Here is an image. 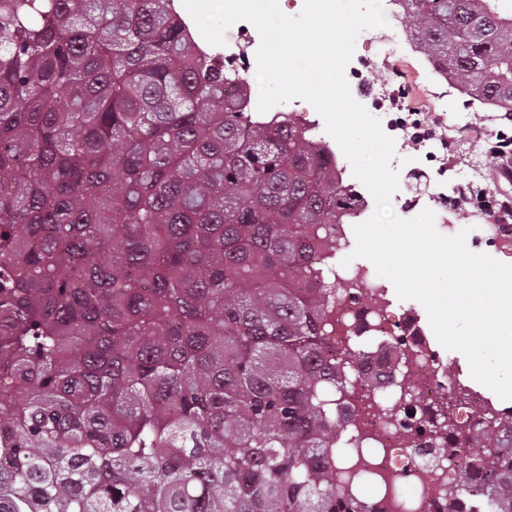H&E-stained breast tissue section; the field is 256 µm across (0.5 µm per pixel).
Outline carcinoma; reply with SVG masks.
I'll return each mask as SVG.
<instances>
[{"instance_id":"1","label":"carcinoma","mask_w":512,"mask_h":512,"mask_svg":"<svg viewBox=\"0 0 512 512\" xmlns=\"http://www.w3.org/2000/svg\"><path fill=\"white\" fill-rule=\"evenodd\" d=\"M396 2L512 118V14ZM355 204L287 113L224 99L172 0H0V512H365L336 486Z\"/></svg>"}]
</instances>
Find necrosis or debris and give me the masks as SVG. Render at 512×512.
Instances as JSON below:
<instances>
[{
  "label": "necrosis or debris",
  "mask_w": 512,
  "mask_h": 512,
  "mask_svg": "<svg viewBox=\"0 0 512 512\" xmlns=\"http://www.w3.org/2000/svg\"><path fill=\"white\" fill-rule=\"evenodd\" d=\"M259 45L256 28L242 21L218 48L225 73L249 88ZM372 86L360 103L380 119L386 134L396 143H411L415 158L431 163L436 173L431 192L399 204V217L410 219L428 208L443 223H453L460 193L467 189L474 222L470 240L512 251V226L499 223V197L486 185L485 150L470 149L463 168L449 161L463 151L456 133L468 114L436 112L431 91L403 71ZM336 280L337 347L349 348L357 336L369 339L346 398L349 417L336 433L337 441L360 444L351 451L350 463L377 487L368 512H443L449 481H456L459 491L470 489V476L495 453L484 433L502 430L503 424L487 414L479 395L463 394L449 382L414 316L391 315L373 267L338 268ZM403 479L412 482L413 496L400 492Z\"/></svg>",
  "instance_id": "4bbe7bcc"
}]
</instances>
